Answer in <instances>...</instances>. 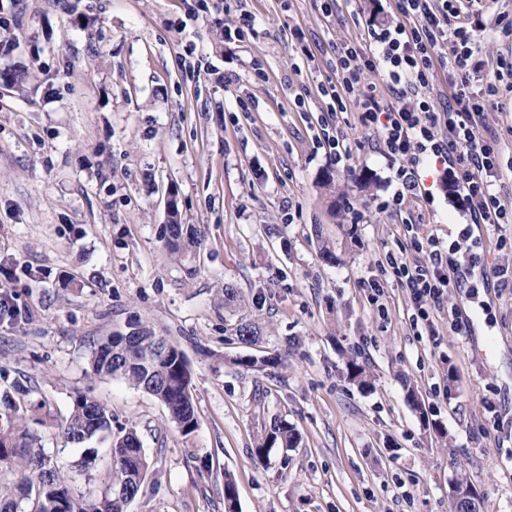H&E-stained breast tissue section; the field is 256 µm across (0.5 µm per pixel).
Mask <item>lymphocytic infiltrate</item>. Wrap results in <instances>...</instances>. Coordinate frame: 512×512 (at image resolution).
<instances>
[{"instance_id": "obj_1", "label": "lymphocytic infiltrate", "mask_w": 512, "mask_h": 512, "mask_svg": "<svg viewBox=\"0 0 512 512\" xmlns=\"http://www.w3.org/2000/svg\"><path fill=\"white\" fill-rule=\"evenodd\" d=\"M400 16L395 26L375 34L367 43H336V82L324 89L329 104L316 143L336 161L349 160L363 150L364 141H349L337 133L338 117L356 107L358 124L376 132L382 154L398 162L401 187L377 204L381 212L401 214L409 198L420 192L419 169L442 166L443 178L455 188L457 200L471 224H507L512 209L503 202L504 161L499 141L481 132L487 98L497 96L504 76L512 77V61L500 60L488 75L484 97L469 94L471 73L484 70L481 41L512 38V20L486 27L481 19L461 20L455 0H394ZM452 65L459 76L448 86V100L435 106L430 91L438 68ZM381 75L382 85L366 83L367 73ZM477 256L450 267L448 255L435 238L411 235L408 250L386 255V263L409 293L415 317L428 321L442 309L452 286L449 269L472 272Z\"/></svg>"}]
</instances>
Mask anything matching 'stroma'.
I'll list each match as a JSON object with an SVG mask.
<instances>
[{"label": "stroma", "instance_id": "stroma-1", "mask_svg": "<svg viewBox=\"0 0 512 512\" xmlns=\"http://www.w3.org/2000/svg\"><path fill=\"white\" fill-rule=\"evenodd\" d=\"M208 4L191 19L183 0H0V74H27L0 85V264L11 269L0 292L21 310L0 320V374L29 387L31 430L85 494L102 488L113 435L135 428L149 470L128 512H225L228 473L237 512H448L460 476L481 512H512V288L482 284L512 265V223L463 238L467 218L430 166L431 201L389 216L375 201L397 189V166L376 143L341 164L314 144L334 43L395 25L392 0H358L343 21L320 0ZM247 13L262 21L257 37L217 42ZM173 188L183 223L208 227L192 277L165 246ZM406 218L484 260L427 335L383 268ZM452 311L466 333L451 329ZM136 318L186 357L192 434L158 399L90 372L94 342ZM243 321L263 343L235 341ZM271 354L282 365L236 363ZM351 357L371 388L350 379ZM80 392L113 421L74 447L60 433ZM281 420L297 448L257 461L255 439ZM90 449L93 464L76 471Z\"/></svg>", "mask_w": 512, "mask_h": 512}]
</instances>
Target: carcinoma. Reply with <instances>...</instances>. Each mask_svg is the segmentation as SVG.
<instances>
[{
  "label": "carcinoma",
  "mask_w": 512,
  "mask_h": 512,
  "mask_svg": "<svg viewBox=\"0 0 512 512\" xmlns=\"http://www.w3.org/2000/svg\"><path fill=\"white\" fill-rule=\"evenodd\" d=\"M165 238L170 254L185 269L188 276L196 273L194 262L205 249L208 230L203 224H183L178 210L169 213ZM240 343L254 346L262 342L260 327L241 324L236 329ZM95 376H111L125 380L160 401L171 421L189 435L197 429L195 401L191 392V372L182 350L167 338L158 335L151 326L139 319L130 322L126 330L112 333L106 341L93 345L90 357ZM350 378L361 386L371 385L363 365L351 359L347 362ZM112 431V410L105 403L87 394H77L62 427V437L72 445H83L100 433ZM295 447V435L286 424L276 423L257 440L254 457L262 461L275 444ZM111 467L104 479L105 488L98 494L77 495L70 479L54 464L37 435L25 425L20 408L0 421V512H24L23 504L35 501L34 512H127L129 503L140 494L149 463L136 430L112 440ZM42 480L35 490V478Z\"/></svg>",
  "instance_id": "obj_1"
}]
</instances>
